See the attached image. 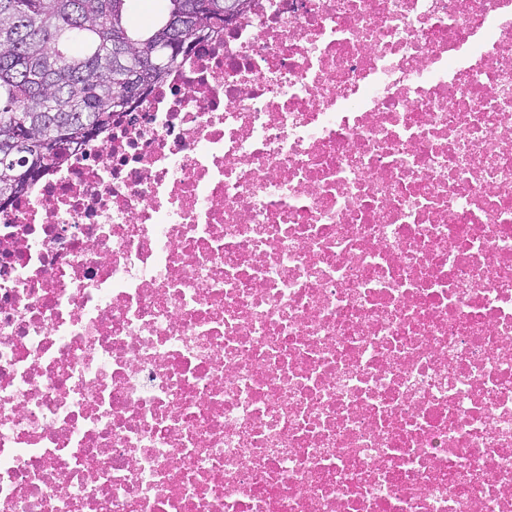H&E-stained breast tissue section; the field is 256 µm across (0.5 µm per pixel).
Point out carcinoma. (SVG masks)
<instances>
[{"label": "carcinoma", "instance_id": "carcinoma-1", "mask_svg": "<svg viewBox=\"0 0 512 512\" xmlns=\"http://www.w3.org/2000/svg\"><path fill=\"white\" fill-rule=\"evenodd\" d=\"M129 2L0 0V197L14 201L108 129L118 94L163 83L193 51L181 37L224 33L226 0H150L147 26Z\"/></svg>", "mask_w": 512, "mask_h": 512}]
</instances>
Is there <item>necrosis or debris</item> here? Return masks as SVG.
Returning a JSON list of instances; mask_svg holds the SVG:
<instances>
[{
  "instance_id": "obj_1",
  "label": "necrosis or debris",
  "mask_w": 512,
  "mask_h": 512,
  "mask_svg": "<svg viewBox=\"0 0 512 512\" xmlns=\"http://www.w3.org/2000/svg\"><path fill=\"white\" fill-rule=\"evenodd\" d=\"M0 512H512V0H252L1 210Z\"/></svg>"
}]
</instances>
